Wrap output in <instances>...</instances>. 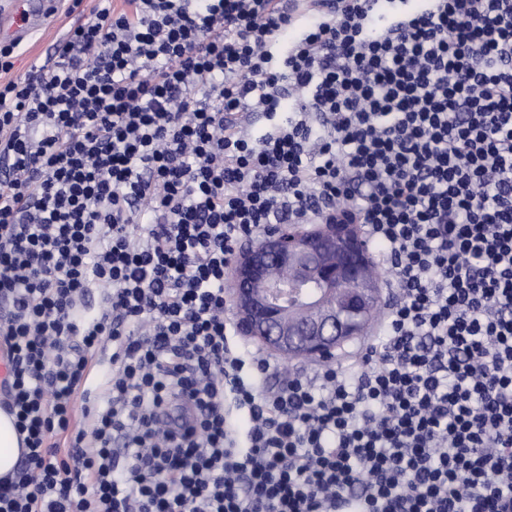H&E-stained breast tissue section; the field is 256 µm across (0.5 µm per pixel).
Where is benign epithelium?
I'll list each match as a JSON object with an SVG mask.
<instances>
[{
  "label": "benign epithelium",
  "mask_w": 512,
  "mask_h": 512,
  "mask_svg": "<svg viewBox=\"0 0 512 512\" xmlns=\"http://www.w3.org/2000/svg\"><path fill=\"white\" fill-rule=\"evenodd\" d=\"M290 273L267 276L271 264ZM370 259L360 225H285L245 248L232 270L230 299L242 333L273 352L317 358L363 334L380 304L379 283L366 276Z\"/></svg>",
  "instance_id": "7a95c632"
}]
</instances>
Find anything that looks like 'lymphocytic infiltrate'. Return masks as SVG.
Here are the masks:
<instances>
[{
    "instance_id": "1",
    "label": "lymphocytic infiltrate",
    "mask_w": 512,
    "mask_h": 512,
    "mask_svg": "<svg viewBox=\"0 0 512 512\" xmlns=\"http://www.w3.org/2000/svg\"><path fill=\"white\" fill-rule=\"evenodd\" d=\"M16 49L0 512H512V0H99L51 65ZM330 216L393 299L288 371L224 278ZM22 449L13 418L0 410V477L12 473Z\"/></svg>"
}]
</instances>
